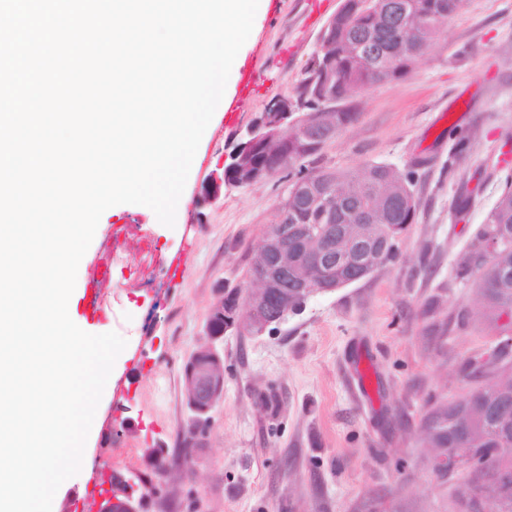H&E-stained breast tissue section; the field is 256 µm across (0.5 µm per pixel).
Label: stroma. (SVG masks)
Here are the masks:
<instances>
[{"mask_svg":"<svg viewBox=\"0 0 512 512\" xmlns=\"http://www.w3.org/2000/svg\"><path fill=\"white\" fill-rule=\"evenodd\" d=\"M340 4L281 0L256 14L243 58H272L283 42L291 56L235 123L214 113L197 150L206 163L190 171L174 227L143 205L102 214L86 269L113 232H138L111 264V319L87 331L116 332L127 346L97 407L85 466L60 500L92 487L107 465L153 479L146 451L164 448L162 498L150 512H458L455 483L431 470L421 428L436 402L467 390L466 362L498 340L458 267L512 177V0H463L405 76L354 94L356 119L327 143L323 162L415 171V224L396 260L364 280L314 295L273 332L226 333L224 401L206 446L188 462L175 445L189 418L183 366L216 288L244 283L287 186L277 173L215 197L211 174L238 130L275 99L296 97ZM146 239L166 257L192 248L188 271L167 275L142 252ZM361 357L374 367L369 398L357 389Z\"/></svg>","mask_w":512,"mask_h":512,"instance_id":"stroma-1","label":"stroma"}]
</instances>
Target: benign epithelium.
I'll return each instance as SVG.
<instances>
[{
  "label": "benign epithelium",
  "mask_w": 512,
  "mask_h": 512,
  "mask_svg": "<svg viewBox=\"0 0 512 512\" xmlns=\"http://www.w3.org/2000/svg\"><path fill=\"white\" fill-rule=\"evenodd\" d=\"M307 104L302 100L277 99L252 125L237 134V141L216 174L214 184L244 188L271 175L256 163L259 153L288 148V133ZM325 247L310 238L303 224L268 225L252 265L259 271L247 289L236 295L217 288V296L204 329L203 342L187 360L183 371L186 402L192 413L189 447L205 446L213 411L224 395V334L261 335L290 313L303 309L320 292L336 289V278L322 272ZM138 475L118 474L112 493L98 502V512H147L151 498L140 492Z\"/></svg>",
  "instance_id": "1"
}]
</instances>
